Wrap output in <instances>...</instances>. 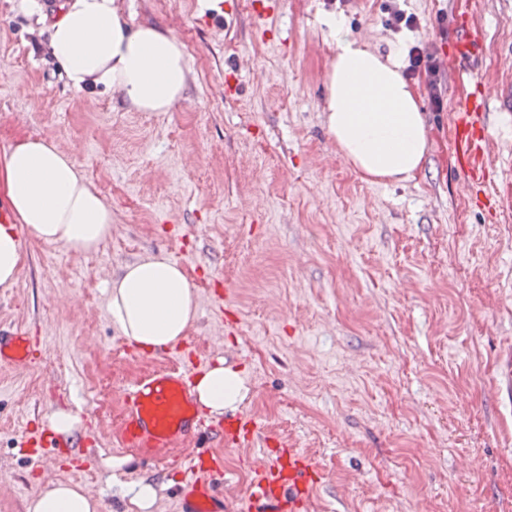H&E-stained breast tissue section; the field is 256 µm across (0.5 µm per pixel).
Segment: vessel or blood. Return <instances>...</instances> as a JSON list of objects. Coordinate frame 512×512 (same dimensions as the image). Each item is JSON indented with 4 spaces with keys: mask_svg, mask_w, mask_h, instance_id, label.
Segmentation results:
<instances>
[{
    "mask_svg": "<svg viewBox=\"0 0 512 512\" xmlns=\"http://www.w3.org/2000/svg\"><path fill=\"white\" fill-rule=\"evenodd\" d=\"M459 49L473 54L481 39L479 26L461 17L453 33ZM484 109L475 96H467L455 108L452 149L459 168L469 175L482 170L488 157V141L478 127ZM32 353L29 336L0 328V363L27 362ZM191 378L174 369L148 373L125 391V417L122 438L127 446L141 449L145 460L162 462L163 449L175 447L181 440L202 434L215 435L196 411L192 400ZM191 470H208L211 482L188 478L181 489L182 512H224L222 496L214 481L224 475L222 457L207 462L190 461ZM316 488L312 471L304 458L291 447L276 451L261 463L241 503L242 512H296L300 502L309 499Z\"/></svg>",
    "mask_w": 512,
    "mask_h": 512,
    "instance_id": "1",
    "label": "vessel or blood"
}]
</instances>
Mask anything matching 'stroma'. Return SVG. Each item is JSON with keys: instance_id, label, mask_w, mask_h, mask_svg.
Returning a JSON list of instances; mask_svg holds the SVG:
<instances>
[{"instance_id": "obj_1", "label": "stroma", "mask_w": 512, "mask_h": 512, "mask_svg": "<svg viewBox=\"0 0 512 512\" xmlns=\"http://www.w3.org/2000/svg\"><path fill=\"white\" fill-rule=\"evenodd\" d=\"M224 3L216 14L197 0H122L130 24L172 32L192 67L176 109L150 114L102 87L73 91L48 49L52 9L0 0V149L55 140L112 206V235L95 251L19 234L22 273L0 287V323L39 337L41 356L0 365V512H26L51 480L84 484L100 512H130L137 473L165 484V512H177L184 460L213 454L231 502L282 444L318 480L298 512H512V401L494 393L512 350V0ZM396 10L417 28H390ZM462 13L481 29L476 88L456 78ZM330 14L373 48L420 46L439 67L441 104L425 73L413 78L429 151L411 181L364 180L326 134ZM475 90L492 143L479 185L449 139ZM159 251L199 295L172 365L194 377L220 358L236 364L249 387L238 412L269 442L188 439L162 464L121 446L124 391L161 362L119 335L107 286ZM101 384L107 414L91 404ZM57 408L83 429L72 445L29 452ZM113 456L128 469L107 468Z\"/></svg>"}]
</instances>
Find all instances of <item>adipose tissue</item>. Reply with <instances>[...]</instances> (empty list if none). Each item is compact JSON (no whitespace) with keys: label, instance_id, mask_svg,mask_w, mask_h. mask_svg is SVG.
Returning <instances> with one entry per match:
<instances>
[{"label":"adipose tissue","instance_id":"adipose-tissue-1","mask_svg":"<svg viewBox=\"0 0 512 512\" xmlns=\"http://www.w3.org/2000/svg\"><path fill=\"white\" fill-rule=\"evenodd\" d=\"M325 24L336 46L326 76L324 125L338 154L372 183L415 178L429 130L418 92L403 74L401 51L380 53L335 17ZM49 47L76 91L102 86L137 112H170L184 99L191 75L183 45L152 24L129 25L120 0H63L50 25ZM0 196L14 217L0 226V285L17 283L25 230L48 244L79 253L98 249L112 232V208L54 141L27 136L0 153ZM113 325L143 351L185 339L198 318V295L168 254L125 265L108 290ZM196 402L211 416L236 410L247 393L240 370L216 363L197 376ZM77 483L51 481L28 501L27 512H99Z\"/></svg>","mask_w":512,"mask_h":512}]
</instances>
